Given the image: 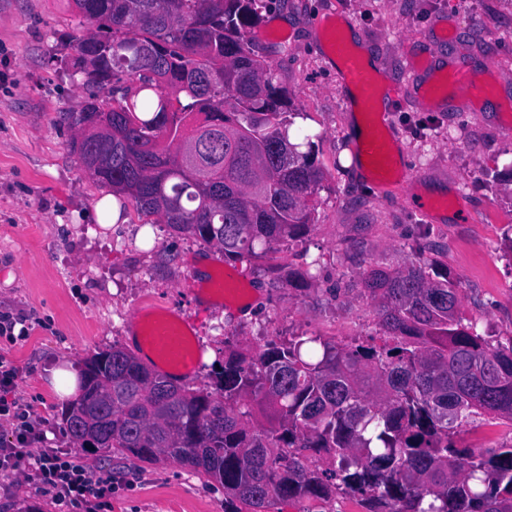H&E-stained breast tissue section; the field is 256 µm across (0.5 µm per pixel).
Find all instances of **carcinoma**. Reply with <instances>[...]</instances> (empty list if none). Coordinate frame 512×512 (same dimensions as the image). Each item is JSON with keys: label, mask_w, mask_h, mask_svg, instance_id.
<instances>
[{"label": "carcinoma", "mask_w": 512, "mask_h": 512, "mask_svg": "<svg viewBox=\"0 0 512 512\" xmlns=\"http://www.w3.org/2000/svg\"><path fill=\"white\" fill-rule=\"evenodd\" d=\"M260 0H66L95 29L74 39L90 91H112L115 134L72 141L86 170L136 211L243 260L310 227L323 170L288 139V96L243 31ZM382 344L319 336L224 351L194 389L112 347L81 369L61 411L94 441L146 463L170 457L224 488V512L336 494L364 512H512V441L463 443L475 417L512 423V339L472 330L459 285L413 264L375 268Z\"/></svg>", "instance_id": "cac0c4a2"}]
</instances>
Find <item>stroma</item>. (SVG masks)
<instances>
[{"instance_id":"1","label":"stroma","mask_w":512,"mask_h":512,"mask_svg":"<svg viewBox=\"0 0 512 512\" xmlns=\"http://www.w3.org/2000/svg\"><path fill=\"white\" fill-rule=\"evenodd\" d=\"M349 22L390 84L401 87L386 116L392 150L409 178L386 187L367 166L346 165L354 152V111L339 69L327 57L331 15ZM85 20L58 0H0V317L27 328L0 339L17 368L12 399L30 412L47 448H72L50 385L53 368L80 370L96 352L130 347L140 312L177 313L204 350L188 377L202 386L225 350L259 352L270 341L319 336L341 344L377 336V303L361 278L372 268L397 271L438 261L461 288L462 310L476 331L512 339V0H262L245 36L271 65L298 111L293 130L309 136L324 178L309 231L262 257L226 260L214 246L145 223L128 209L112 227L97 223L108 195L71 149L66 112L89 92L72 69L73 38ZM439 65L468 60L489 76L481 111L455 89L440 111L417 97L410 52ZM435 208H415L416 196ZM470 215L458 220L459 211ZM296 285H285L287 273ZM232 275L240 297L204 303L192 291L200 274ZM92 475L111 473L112 512H224V490L172 459L146 463L118 453L80 455ZM0 512H55L22 470L0 475Z\"/></svg>"}]
</instances>
